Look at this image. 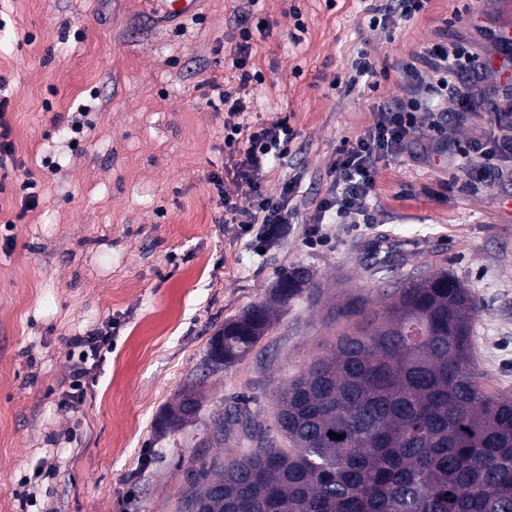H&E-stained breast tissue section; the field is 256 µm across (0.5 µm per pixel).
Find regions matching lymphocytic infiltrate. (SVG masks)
<instances>
[{"label":"lymphocytic infiltrate","mask_w":512,"mask_h":512,"mask_svg":"<svg viewBox=\"0 0 512 512\" xmlns=\"http://www.w3.org/2000/svg\"><path fill=\"white\" fill-rule=\"evenodd\" d=\"M254 2L244 0L238 11L240 40L232 50L236 88L220 87L213 78L205 82L223 99L228 116L224 123L225 173L212 176L211 182L224 207L225 223L257 229L260 238L270 240L286 232L294 214L285 203L263 192L261 179L270 161L288 154L296 134L287 118L280 115L269 116L260 123L249 122L245 116L249 86L262 79L250 63L252 35L257 32L266 37L272 32L266 19L253 17ZM483 68V62L466 47L448 43L426 49L417 62H400L397 70L402 95L374 108L373 120L365 132L343 149L333 166V185L317 205L310 237H317L320 225L328 219L339 224L349 218L361 224L372 223L370 199L380 163L406 153L427 116L447 111L449 98H456L459 111H467L475 79ZM470 150L472 156L463 168L466 180L472 184L488 181L497 171L496 157L512 153V134L496 138L489 145L473 143ZM242 181L251 184L253 193L245 204L237 196V186ZM69 342L78 349L81 366L72 371L62 392L66 405L86 395L89 366L99 363L109 336L107 331L98 329L70 337Z\"/></svg>","instance_id":"f902f5d3"}]
</instances>
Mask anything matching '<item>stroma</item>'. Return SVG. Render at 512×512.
I'll use <instances>...</instances> for the list:
<instances>
[{
  "label": "stroma",
  "mask_w": 512,
  "mask_h": 512,
  "mask_svg": "<svg viewBox=\"0 0 512 512\" xmlns=\"http://www.w3.org/2000/svg\"><path fill=\"white\" fill-rule=\"evenodd\" d=\"M371 3L257 0L273 31L251 40L263 79L247 111L281 112L297 134L262 181L268 196L287 197L295 223L265 243L225 223L209 181L224 170L225 114L202 83L232 75L237 0H202L196 15L164 25L159 0H0V101L15 146L0 163V512H178L192 461L244 446L234 436L205 447L213 411L244 399L272 423L280 384L336 340L328 308L421 271L448 269L470 289L481 380L512 396V156L498 161L502 177L468 186L437 146L445 136L462 153L499 136L488 104L444 135L426 131L380 170L375 223L327 224L322 244L308 241L341 150L374 104L402 93L396 62L462 41L487 64L479 91L503 79V47L487 36L498 0H430L389 30L369 27ZM362 50L377 76L347 82ZM81 105L84 128L67 134ZM297 265L322 284L319 303L294 300L250 354L212 371V336ZM106 321L112 348L91 392L60 406L79 363L69 337ZM188 386L201 395L199 417L161 433L160 414ZM44 459L55 478L37 476Z\"/></svg>",
  "instance_id": "1"
}]
</instances>
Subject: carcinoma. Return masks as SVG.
I'll use <instances>...</instances> for the list:
<instances>
[{
  "instance_id": "1",
  "label": "carcinoma",
  "mask_w": 512,
  "mask_h": 512,
  "mask_svg": "<svg viewBox=\"0 0 512 512\" xmlns=\"http://www.w3.org/2000/svg\"><path fill=\"white\" fill-rule=\"evenodd\" d=\"M304 293L320 294L309 270L282 273L272 303L212 337L210 367L246 356L277 309ZM374 302L357 296L328 312L343 327L327 355L279 389L272 424L237 406L211 416L215 444L239 432L252 448L191 466L182 512H512V398L480 381L470 290L445 268ZM201 403L183 389L161 430L192 423Z\"/></svg>"
}]
</instances>
